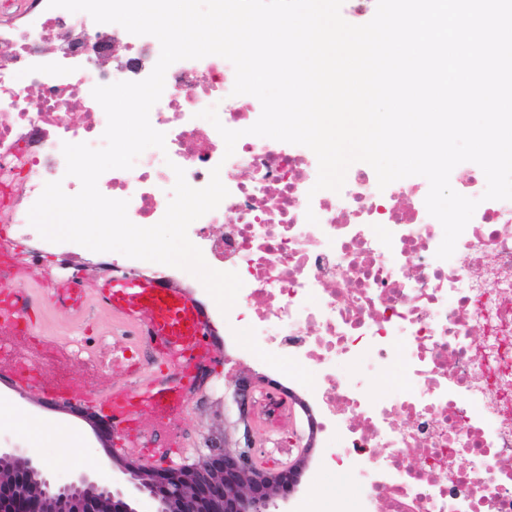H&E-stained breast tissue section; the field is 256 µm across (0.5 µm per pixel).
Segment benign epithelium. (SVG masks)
<instances>
[{
	"mask_svg": "<svg viewBox=\"0 0 512 512\" xmlns=\"http://www.w3.org/2000/svg\"><path fill=\"white\" fill-rule=\"evenodd\" d=\"M270 385L246 379L237 389L240 420L251 432L248 404L255 390ZM308 456L303 449L282 466L269 467L243 452L213 442L192 464L165 468L112 456L127 488H99L87 474L64 486L52 484L31 459L0 451V512H140L148 497L153 512H278L276 499L288 500L299 485Z\"/></svg>",
	"mask_w": 512,
	"mask_h": 512,
	"instance_id": "7a95c632",
	"label": "benign epithelium"
}]
</instances>
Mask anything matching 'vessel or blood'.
<instances>
[{
	"label": "vessel or blood",
	"mask_w": 512,
	"mask_h": 512,
	"mask_svg": "<svg viewBox=\"0 0 512 512\" xmlns=\"http://www.w3.org/2000/svg\"><path fill=\"white\" fill-rule=\"evenodd\" d=\"M57 302L78 314L88 306L110 313L131 329L134 345L158 344L186 363L213 358L218 339L210 329L207 310L189 289L147 276L115 273L91 291L60 288ZM40 311L35 289L0 286V337L29 334ZM0 386L42 403L76 405L101 415L111 432L125 444L137 446L145 427H159L176 413L180 395L174 383L157 377L114 382L106 388H86L77 397H65L53 379L23 376L11 362L0 361Z\"/></svg>",
	"instance_id": "b4317fda"
}]
</instances>
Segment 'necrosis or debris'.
I'll return each instance as SVG.
<instances>
[{
  "instance_id": "obj_1",
  "label": "necrosis or debris",
  "mask_w": 512,
  "mask_h": 512,
  "mask_svg": "<svg viewBox=\"0 0 512 512\" xmlns=\"http://www.w3.org/2000/svg\"><path fill=\"white\" fill-rule=\"evenodd\" d=\"M75 27L48 0L21 23H0V44L11 48L0 56V231L29 264L59 258L73 286L81 245L44 240L28 212L48 182L79 192L62 145L103 146L107 119L93 88L145 79L161 51L155 37L128 33L122 59L106 66L69 52ZM49 44L59 53L45 55ZM234 82L233 65L216 55L172 64L150 111L165 150L106 171L100 192L128 200L133 223L153 225L171 198L173 166L195 188L219 168L229 194L188 236L208 264L243 281L223 321L231 332L247 328L249 363L294 385L299 371L313 373L309 426L340 437L326 458L345 483L316 492L317 512H512V201L484 199L482 171L466 169L456 190L479 205L453 256L438 259L443 228L427 211V188L382 189L366 170L341 192L314 191L313 151L248 134L261 104L231 110ZM212 106L242 133L233 155L199 117ZM68 111L78 122L65 121ZM393 364L405 384L368 395V380ZM251 408L275 434L296 422L272 389Z\"/></svg>"
}]
</instances>
